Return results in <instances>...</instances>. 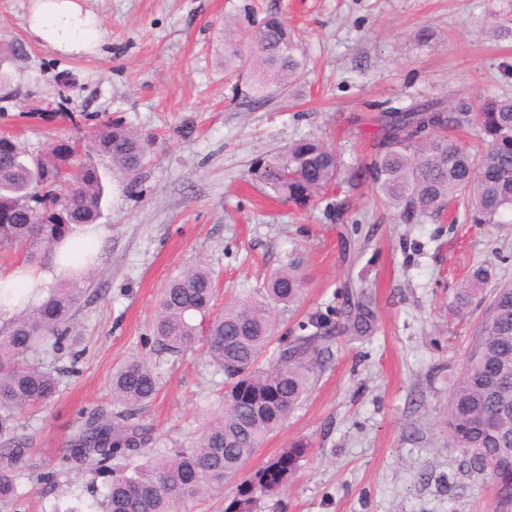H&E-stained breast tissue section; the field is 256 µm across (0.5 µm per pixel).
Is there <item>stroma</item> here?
<instances>
[{
    "label": "stroma",
    "instance_id": "1",
    "mask_svg": "<svg viewBox=\"0 0 512 512\" xmlns=\"http://www.w3.org/2000/svg\"><path fill=\"white\" fill-rule=\"evenodd\" d=\"M34 2L0 0V76L10 90L0 132L39 154L60 139L84 148L99 124L118 119L154 145L133 188L101 161L97 264L49 283L75 288L78 339L39 354L58 388L20 416L22 512H54L72 494L102 489V477L60 457L79 413L117 411L109 380L128 356L156 361L160 390L142 415L152 447L198 434L224 376L197 350L154 358L152 323L172 276L204 262L220 309L294 260L306 280L298 301L277 309L278 335H299L356 288L372 294L379 326L335 338L307 398L250 460L254 468L292 440L313 443L293 484L261 512H493L489 477L444 447L439 420L480 320L448 305L475 266L492 281L512 279V224H405L369 183L298 207L252 169L314 136L345 162L365 163L378 106L512 93V39L482 32L492 16L512 19V0H83L100 26L96 46L79 53L32 33ZM271 12L299 35L307 71L295 92L253 103L249 63L224 65V24L247 31ZM423 27L432 37L420 43ZM340 197L338 222L327 208ZM47 472L54 480L40 481Z\"/></svg>",
    "mask_w": 512,
    "mask_h": 512
}]
</instances>
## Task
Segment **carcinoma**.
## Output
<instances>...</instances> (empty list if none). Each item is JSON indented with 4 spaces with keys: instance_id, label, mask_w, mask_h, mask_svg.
I'll return each mask as SVG.
<instances>
[{
    "instance_id": "1",
    "label": "carcinoma",
    "mask_w": 512,
    "mask_h": 512,
    "mask_svg": "<svg viewBox=\"0 0 512 512\" xmlns=\"http://www.w3.org/2000/svg\"><path fill=\"white\" fill-rule=\"evenodd\" d=\"M249 98L261 101L271 87L295 86L305 68L299 40L277 13H268L251 31ZM376 152L368 164L348 165L322 140L293 143L257 175L282 200L307 205L334 189L341 193L370 182L401 222L501 224L512 213V96L487 95L477 105L454 107L441 101H413L380 110L375 119ZM478 129L475 151L448 140L449 129ZM151 139L120 120L94 134L86 160L74 163L73 145L61 141L33 155L15 138H0V254L16 248L34 258L64 237L74 224H94L104 187L93 156L137 185ZM488 270L478 266L458 289L453 309L461 314L485 300ZM303 287L298 264L271 274L264 292L224 304L213 314L215 279L204 264L183 269L164 288L153 322L158 356H179L201 344L209 363L224 374L218 407L205 418L187 447L165 448L129 468L149 444L141 415L158 391L153 364L131 357L112 372L115 413L80 416L61 459L112 474L103 499L54 512H185L188 503L224 482L235 481L224 512H258L260 501L278 496L310 453L298 439L239 477L261 444L278 432L308 396L315 377L330 359L339 335L374 333L377 311L365 290L347 298L342 320L332 326L319 315L300 326L289 341L275 336L271 310L293 304ZM73 288L52 290L29 314L0 336V505L21 498L16 469L25 448L17 438L19 411L51 400L57 378L30 354L47 340L62 346L71 332ZM442 426L448 446L458 448L472 468L490 471L494 512L512 506V479L498 465L512 461V282L493 286L484 316L466 348L460 370L450 380Z\"/></svg>"
}]
</instances>
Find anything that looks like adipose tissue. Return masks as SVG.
<instances>
[{
  "mask_svg": "<svg viewBox=\"0 0 512 512\" xmlns=\"http://www.w3.org/2000/svg\"><path fill=\"white\" fill-rule=\"evenodd\" d=\"M95 27V19L84 12L79 0H39L30 21L31 30L42 41L66 51L88 45ZM101 235L99 227L79 226L76 232L53 245L51 270L22 265L9 273H0V286L14 293L11 301L0 305V319L11 318L33 304L50 275L78 276L84 255L97 253Z\"/></svg>",
  "mask_w": 512,
  "mask_h": 512,
  "instance_id": "ef3b65f1",
  "label": "adipose tissue"
}]
</instances>
